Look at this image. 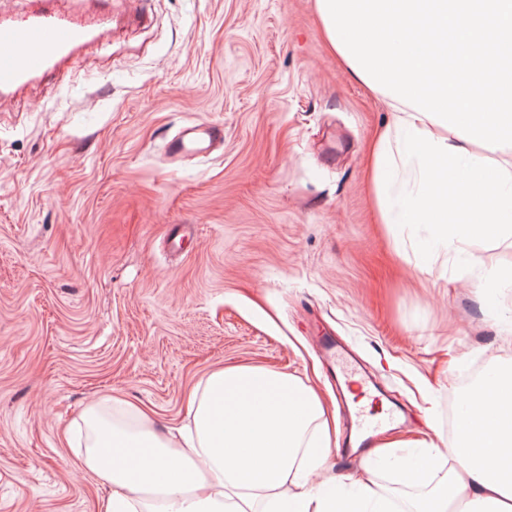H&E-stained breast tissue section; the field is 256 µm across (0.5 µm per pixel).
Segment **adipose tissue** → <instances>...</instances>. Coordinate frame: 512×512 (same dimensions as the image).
<instances>
[{
  "mask_svg": "<svg viewBox=\"0 0 512 512\" xmlns=\"http://www.w3.org/2000/svg\"><path fill=\"white\" fill-rule=\"evenodd\" d=\"M348 72L394 114L372 146L386 223L423 225L437 254L512 237V0H316ZM163 433L132 403L100 401L74 425L78 459L111 488L97 512H512V367L464 396L457 440L409 459L376 448L394 500L372 479L337 491L324 408L297 377L212 370Z\"/></svg>",
  "mask_w": 512,
  "mask_h": 512,
  "instance_id": "adipose-tissue-1",
  "label": "adipose tissue"
}]
</instances>
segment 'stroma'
Wrapping results in <instances>:
<instances>
[{
    "label": "stroma",
    "instance_id": "1",
    "mask_svg": "<svg viewBox=\"0 0 512 512\" xmlns=\"http://www.w3.org/2000/svg\"><path fill=\"white\" fill-rule=\"evenodd\" d=\"M391 121L315 0H116L59 73L0 97V512H96L70 424L123 397L180 426L220 365L311 386L350 480L369 473L337 357L392 404L383 441L451 445L465 373L512 364L475 293L512 243L431 262L423 227L381 222L369 146ZM192 123L223 146L168 159Z\"/></svg>",
    "mask_w": 512,
    "mask_h": 512
}]
</instances>
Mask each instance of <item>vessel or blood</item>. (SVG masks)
I'll return each mask as SVG.
<instances>
[{
	"instance_id": "vessel-or-blood-1",
	"label": "vessel or blood",
	"mask_w": 512,
	"mask_h": 512,
	"mask_svg": "<svg viewBox=\"0 0 512 512\" xmlns=\"http://www.w3.org/2000/svg\"><path fill=\"white\" fill-rule=\"evenodd\" d=\"M54 0H30L20 15L0 17V93L17 92L43 78L88 43L91 27L55 9ZM223 138L221 130L202 125L184 127L167 144L173 156H205Z\"/></svg>"
}]
</instances>
